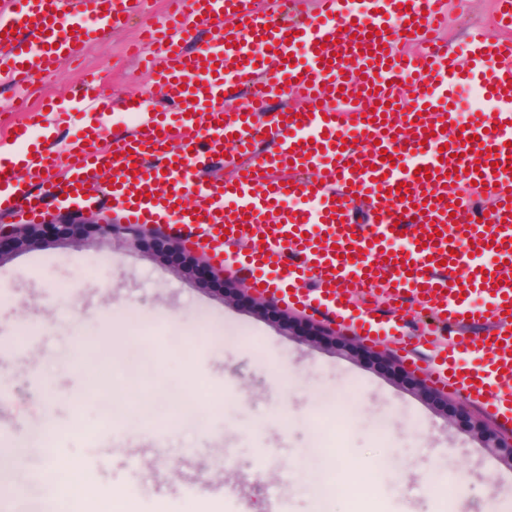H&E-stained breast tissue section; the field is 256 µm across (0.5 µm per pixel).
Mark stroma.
I'll list each match as a JSON object with an SVG mask.
<instances>
[{
	"label": "stroma",
	"instance_id": "obj_1",
	"mask_svg": "<svg viewBox=\"0 0 512 512\" xmlns=\"http://www.w3.org/2000/svg\"><path fill=\"white\" fill-rule=\"evenodd\" d=\"M492 8L493 0H447L448 44L461 46ZM162 18V0H149L145 18L62 62L44 94L67 96L100 69L107 97L150 95L151 78L126 45L142 20ZM148 230L136 248L89 238L74 250L47 235L0 262V512H40L47 497L52 512H65L52 466L61 455L80 461L98 496L124 489L139 512H316L313 478L339 457L374 463V481L327 512H485L491 502L512 512L502 481L512 467L469 432L471 418H489L480 404L447 413L456 394L420 391L408 370L385 369L351 332L334 343L288 334L311 317L275 297L261 306L241 299L247 275L236 251L225 252L218 274L189 277L179 265L198 249L176 254L180 237ZM133 325L153 346V375L130 392L116 357L109 378L91 382L75 349L120 345ZM228 330L247 346L225 342ZM281 363L288 376L271 381ZM188 392L205 427L187 417L168 430L165 417ZM115 395L156 398L155 425L116 416L102 434V401ZM448 470L468 478L461 503L434 500L432 479Z\"/></svg>",
	"mask_w": 512,
	"mask_h": 512
}]
</instances>
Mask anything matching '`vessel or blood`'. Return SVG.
I'll return each instance as SVG.
<instances>
[{
    "instance_id": "vessel-or-blood-1",
    "label": "vessel or blood",
    "mask_w": 512,
    "mask_h": 512,
    "mask_svg": "<svg viewBox=\"0 0 512 512\" xmlns=\"http://www.w3.org/2000/svg\"><path fill=\"white\" fill-rule=\"evenodd\" d=\"M144 4L0 0V81L23 115L0 132L12 154L0 156V213L36 224L46 200L103 198L131 224L174 216L200 228L218 261L225 242L264 237L239 256L258 292L330 311L363 341L403 352L400 311L417 306L433 323L420 340L437 350L436 384L511 424L512 0H496L500 38L474 31L462 55L439 36L444 0H319L311 14L291 0L290 20L269 0H168L166 20L131 47L162 108L129 98L122 112L142 117L131 131L108 140L101 123L61 149L33 142L47 117L99 103L100 79L89 73L69 97L35 107L31 86ZM204 29L210 44L193 48ZM410 83L419 92L406 105ZM457 86L492 105L463 129L450 105ZM231 88L245 103L228 111ZM279 96L287 105L269 112ZM269 140L275 149L259 152ZM219 159L230 177L205 180ZM476 325L483 336H471ZM465 352L480 354V372L458 365Z\"/></svg>"
}]
</instances>
